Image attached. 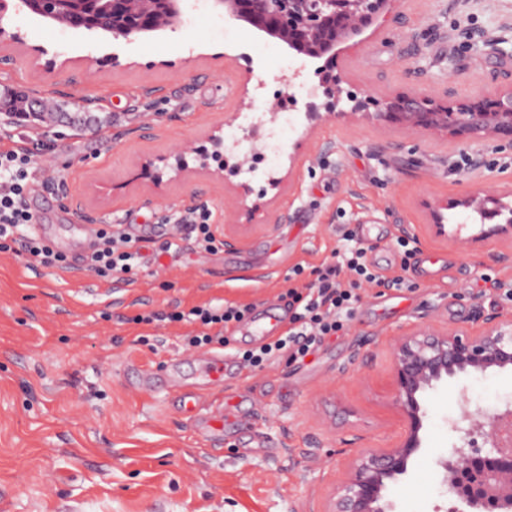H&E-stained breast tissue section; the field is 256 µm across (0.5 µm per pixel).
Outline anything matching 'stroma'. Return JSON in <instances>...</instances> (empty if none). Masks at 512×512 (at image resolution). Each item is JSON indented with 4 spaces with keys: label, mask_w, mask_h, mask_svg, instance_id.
Returning a JSON list of instances; mask_svg holds the SVG:
<instances>
[{
    "label": "stroma",
    "mask_w": 512,
    "mask_h": 512,
    "mask_svg": "<svg viewBox=\"0 0 512 512\" xmlns=\"http://www.w3.org/2000/svg\"><path fill=\"white\" fill-rule=\"evenodd\" d=\"M507 23L512 0H394L322 62L375 104L427 91L452 110L472 96L493 100L494 75L512 73V44L497 41ZM6 29L0 95L85 96L108 116L85 129H22L29 146H41L34 160L51 180L27 199L41 235L82 253L68 225L122 224L157 250L119 283L78 266L30 270L16 251H0V512H322L353 454L389 447L404 430L390 399L393 341L422 323L477 333L484 315L512 316V299L486 283L512 284V243L435 240L421 206L512 186V149L360 115L307 129L306 96L289 104L280 77L299 69L304 85L317 84L314 63L206 7L176 31L132 42L26 12ZM35 45L67 66L34 64ZM276 107L291 121L277 123L278 146L255 171L225 166L219 184L192 160L182 181L137 179L144 156L200 140L227 115L225 137H242L252 117ZM271 175L280 189L266 190ZM99 182L111 190L97 200ZM245 182L254 193L241 204L234 190ZM198 207L219 230L242 225L233 244L177 249L173 229ZM405 236L413 254L396 244ZM353 241L372 270L403 277L406 288H363L345 329L304 362L244 367L240 353L258 344L254 322L287 321L289 287L305 288ZM298 266L303 274L292 277ZM204 304L251 309L224 328L228 367L218 387L199 383V352L185 345L198 325L133 321ZM172 364L175 385L144 386V369ZM186 391L197 394V411L184 409ZM461 392L494 413L512 404V372L452 379L425 396V450L390 490L397 512L448 507L433 460L458 440ZM221 403L230 415L216 436L206 417Z\"/></svg>",
    "instance_id": "obj_1"
}]
</instances>
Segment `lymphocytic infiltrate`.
Here are the masks:
<instances>
[{"label": "lymphocytic infiltrate", "mask_w": 512, "mask_h": 512, "mask_svg": "<svg viewBox=\"0 0 512 512\" xmlns=\"http://www.w3.org/2000/svg\"><path fill=\"white\" fill-rule=\"evenodd\" d=\"M33 152L24 140L0 134V250L20 244L30 268H70L66 254L54 250L36 231V219L26 200L41 181L32 161ZM95 241L82 266L97 277L114 280L131 273L145 261L150 240L122 225L102 224L94 230ZM316 279L308 292L289 289L291 309L286 335L272 338L243 352L245 367L259 370L270 361L285 356L294 362L315 354L324 342L337 335L355 314L361 300L359 289L368 284L378 288L400 289L402 279H386L366 263L364 249L352 251L341 265L326 264L315 271ZM245 306H196L189 311L168 314L171 322L199 323L200 333L190 336L189 346L211 347L224 342V325L245 320Z\"/></svg>", "instance_id": "f902f5d3"}]
</instances>
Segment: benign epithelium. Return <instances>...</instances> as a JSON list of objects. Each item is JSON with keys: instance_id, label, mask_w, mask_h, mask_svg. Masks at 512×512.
<instances>
[{"instance_id": "obj_1", "label": "benign epithelium", "mask_w": 512, "mask_h": 512, "mask_svg": "<svg viewBox=\"0 0 512 512\" xmlns=\"http://www.w3.org/2000/svg\"><path fill=\"white\" fill-rule=\"evenodd\" d=\"M208 7L245 23L308 59H319L336 43L360 31L393 0H206ZM58 0H0V39L7 35L3 20L26 7L37 14L58 18ZM126 9L112 12V37L131 42L152 33L174 31L187 22L186 0H125ZM319 87L327 99L325 112L306 106L312 123L363 114L373 120L410 130L444 133L480 144L500 142L512 147V83L502 87L488 106L482 98H469L450 112L427 93L415 92L388 101L380 112L367 111L371 96L360 97L343 90L341 77L328 67L318 69ZM350 111L337 110L341 100ZM30 111L14 112L0 101V124L27 126L35 122L49 126L67 124L88 127L99 121L88 111L93 100H74L77 112H40L37 90L28 95ZM224 120L210 128L208 146L187 144L166 154L146 156L141 175L156 184L182 179L187 157L199 159L200 169L224 178V167L210 169L208 160L236 153L238 143L224 142ZM430 233L442 240L469 245L489 239L512 240V187L469 192L450 201L427 199ZM458 210L480 220L471 231L465 224H449L445 212ZM512 370V317L488 315L485 328L472 334L463 327L415 326L398 337L391 349V400L403 415L405 429L388 448H362L350 460L343 477L332 488L323 512H395L388 497L391 484L409 475L412 458L420 451L427 411L424 394L453 378ZM456 402L465 426H453L460 444L448 455L434 460L441 484L450 499L448 512H512V405L492 415L471 409L465 393ZM479 434L486 447L473 448L467 438Z\"/></svg>"}]
</instances>
